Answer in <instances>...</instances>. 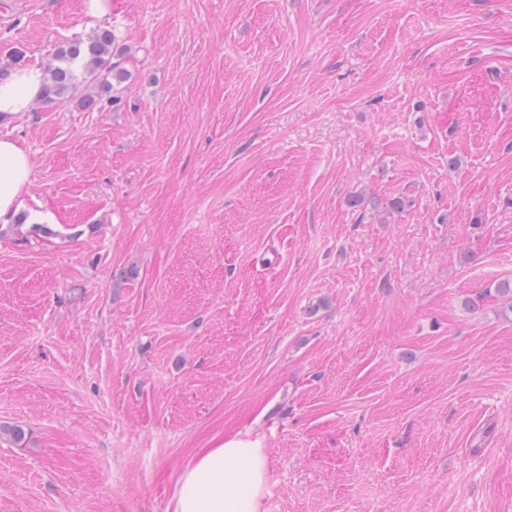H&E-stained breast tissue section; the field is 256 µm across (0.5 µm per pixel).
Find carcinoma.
<instances>
[{
    "instance_id": "cac0c4a2",
    "label": "carcinoma",
    "mask_w": 512,
    "mask_h": 512,
    "mask_svg": "<svg viewBox=\"0 0 512 512\" xmlns=\"http://www.w3.org/2000/svg\"><path fill=\"white\" fill-rule=\"evenodd\" d=\"M128 52L119 48L115 30L99 28L85 39L59 45L43 64L46 85L43 101L75 97L84 90L80 105L92 107L106 101L117 105L121 101L122 85L132 76L128 68ZM489 292L509 301L512 311V280L501 279Z\"/></svg>"
}]
</instances>
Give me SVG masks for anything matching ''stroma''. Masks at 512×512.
<instances>
[{
  "instance_id": "stroma-1",
  "label": "stroma",
  "mask_w": 512,
  "mask_h": 512,
  "mask_svg": "<svg viewBox=\"0 0 512 512\" xmlns=\"http://www.w3.org/2000/svg\"><path fill=\"white\" fill-rule=\"evenodd\" d=\"M107 24L119 106L0 119L33 162L0 232V512H172L239 432L260 512H512V0ZM89 32L83 0H0V68Z\"/></svg>"
}]
</instances>
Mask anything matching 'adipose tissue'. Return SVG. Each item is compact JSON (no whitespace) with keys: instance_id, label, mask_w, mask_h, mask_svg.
Returning <instances> with one entry per match:
<instances>
[{"instance_id":"adipose-tissue-1","label":"adipose tissue","mask_w":512,"mask_h":512,"mask_svg":"<svg viewBox=\"0 0 512 512\" xmlns=\"http://www.w3.org/2000/svg\"><path fill=\"white\" fill-rule=\"evenodd\" d=\"M46 75L37 65L0 73V118L30 111L42 95ZM30 155L17 142L0 138V223L15 218L17 200L32 175ZM269 482V455L260 439L227 436L198 451L181 471L174 512H260Z\"/></svg>"}]
</instances>
